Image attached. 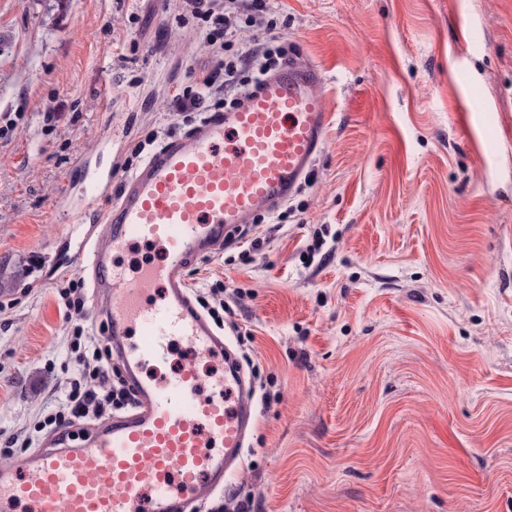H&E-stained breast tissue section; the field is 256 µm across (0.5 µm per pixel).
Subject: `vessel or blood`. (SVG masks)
<instances>
[{
    "instance_id": "vessel-or-blood-1",
    "label": "vessel or blood",
    "mask_w": 512,
    "mask_h": 512,
    "mask_svg": "<svg viewBox=\"0 0 512 512\" xmlns=\"http://www.w3.org/2000/svg\"><path fill=\"white\" fill-rule=\"evenodd\" d=\"M322 82L313 64L278 69L233 108L163 142L105 212L94 204L108 183L86 172L88 205L68 217L88 223L93 245L72 261L91 275L94 317L107 325L135 409L79 444L65 428L50 448L0 466V512H189L223 488L256 424L252 386L194 303L187 270L223 246L226 228L276 211L303 184L330 127ZM140 241L159 259L114 264V253ZM177 343L189 356L173 366ZM204 359L223 361V371L202 374ZM150 364L171 370L144 376Z\"/></svg>"
}]
</instances>
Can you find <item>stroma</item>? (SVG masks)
<instances>
[{
    "label": "stroma",
    "mask_w": 512,
    "mask_h": 512,
    "mask_svg": "<svg viewBox=\"0 0 512 512\" xmlns=\"http://www.w3.org/2000/svg\"><path fill=\"white\" fill-rule=\"evenodd\" d=\"M273 41L319 65L324 149L270 244L197 261L257 423L206 502L233 512H512V0H272ZM217 56L182 0H0V448L46 421L81 367L57 291L72 164L113 187L135 148L190 127L170 98ZM482 109L470 112L472 98ZM324 245L310 254L314 239Z\"/></svg>",
    "instance_id": "obj_1"
}]
</instances>
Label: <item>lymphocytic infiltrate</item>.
Wrapping results in <instances>:
<instances>
[{"label": "lymphocytic infiltrate", "mask_w": 512, "mask_h": 512, "mask_svg": "<svg viewBox=\"0 0 512 512\" xmlns=\"http://www.w3.org/2000/svg\"><path fill=\"white\" fill-rule=\"evenodd\" d=\"M185 10L196 20L205 43L221 52L222 57L215 64L204 66L191 84L176 87L172 99L181 111H223L237 101L239 89L257 85L289 57L284 43L265 45L247 54L234 48L233 35L241 29L244 19L270 14L269 0H185ZM80 364V378L71 382L64 403L50 419L56 427H69L75 421L102 416L134 402L127 386L112 384L110 353L85 350Z\"/></svg>", "instance_id": "obj_1"}]
</instances>
